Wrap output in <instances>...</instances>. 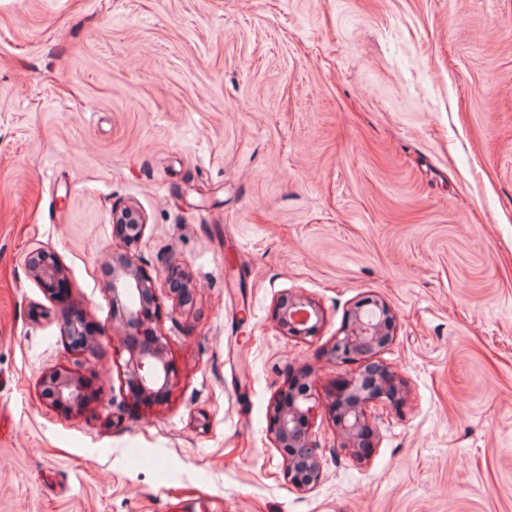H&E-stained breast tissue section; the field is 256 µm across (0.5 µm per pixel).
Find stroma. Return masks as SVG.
<instances>
[{"label":"stroma","instance_id":"35a3bbf8","mask_svg":"<svg viewBox=\"0 0 512 512\" xmlns=\"http://www.w3.org/2000/svg\"><path fill=\"white\" fill-rule=\"evenodd\" d=\"M124 252L157 279L159 404L122 378ZM289 292L324 311L307 339L273 319ZM375 297L406 387L358 460L329 350ZM62 365L97 391L82 412L40 394ZM302 373L307 491L268 430ZM0 512H512V0H0ZM112 223L116 225L117 230L129 246L140 239L144 229L142 216L136 210L127 207L113 209ZM41 256V259L38 257ZM29 269L32 276L38 280L46 290L51 293L55 284L64 276L63 268L56 261L49 260V256L42 252L32 255L29 260Z\"/></svg>","mask_w":512,"mask_h":512}]
</instances>
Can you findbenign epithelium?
<instances>
[{"instance_id":"7a95c632","label":"benign epithelium","mask_w":512,"mask_h":512,"mask_svg":"<svg viewBox=\"0 0 512 512\" xmlns=\"http://www.w3.org/2000/svg\"><path fill=\"white\" fill-rule=\"evenodd\" d=\"M112 223L126 240L136 243L143 232V218L132 208L112 210ZM29 269L47 291L63 277L64 270L44 253L30 257ZM105 288L112 296L114 319L129 335L122 337L127 382L138 399L155 398L172 387L173 369L168 359L163 337L157 335L152 324L159 317L155 305V280L132 257L123 254L113 258L112 277ZM140 296V304L130 307L131 292ZM274 319L287 335L305 339L312 336L323 323V311L316 302L302 293L281 296L274 307ZM394 335V317L390 308L379 299H370L358 305L351 313L342 331L330 349L331 358L338 363L368 358L383 348ZM62 337L82 338L81 344L92 349L94 336L83 335L81 327L68 314H63ZM365 372L348 379L333 396L330 410L337 428L340 447L357 454L362 447V433L367 420V409L376 402L393 404L402 392V383L389 370L375 377L376 387L365 389ZM41 394L53 406L66 412H79L92 397V391L80 371L60 366L42 377ZM273 416L270 434L274 447L281 450L286 461L288 481L300 490L315 486L321 477V455L318 443L312 439L308 424L316 407L311 386L288 395L280 390L271 403Z\"/></svg>"}]
</instances>
